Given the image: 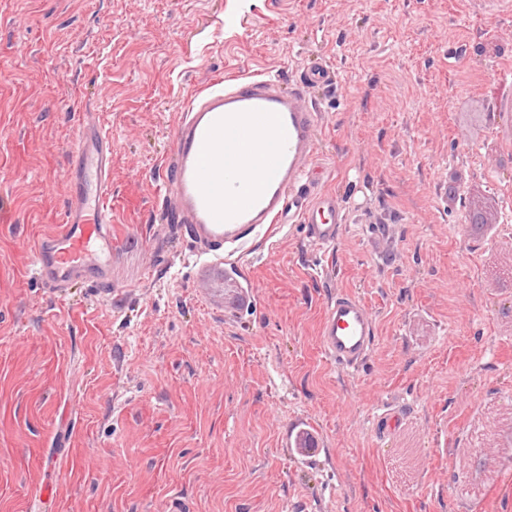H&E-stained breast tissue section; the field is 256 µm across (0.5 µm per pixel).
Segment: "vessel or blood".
Returning <instances> with one entry per match:
<instances>
[{"label": "vessel or blood", "mask_w": 512, "mask_h": 512, "mask_svg": "<svg viewBox=\"0 0 512 512\" xmlns=\"http://www.w3.org/2000/svg\"><path fill=\"white\" fill-rule=\"evenodd\" d=\"M335 82L318 62L288 91L269 76H246L208 86L187 102L167 164L168 192L174 220L210 258L244 251L282 224L303 225L322 247L340 242L345 208L336 194L317 189L320 119L304 94L305 84ZM111 169L112 138L86 115L58 229L31 247L33 273L48 287L111 282ZM319 336L333 363L357 368L375 345L374 314L358 296L338 293L326 305Z\"/></svg>", "instance_id": "vessel-or-blood-1"}]
</instances>
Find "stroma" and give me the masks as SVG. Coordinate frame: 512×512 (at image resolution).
I'll list each match as a JSON object with an SVG mask.
<instances>
[{"label": "stroma", "mask_w": 512, "mask_h": 512, "mask_svg": "<svg viewBox=\"0 0 512 512\" xmlns=\"http://www.w3.org/2000/svg\"><path fill=\"white\" fill-rule=\"evenodd\" d=\"M317 60L342 240L284 224L205 261L167 220L185 103ZM507 96L490 0H0V512H512ZM87 112L112 137V284L62 296L29 246ZM479 204L498 221L468 224ZM339 292L376 320L355 370L320 346Z\"/></svg>", "instance_id": "obj_1"}]
</instances>
